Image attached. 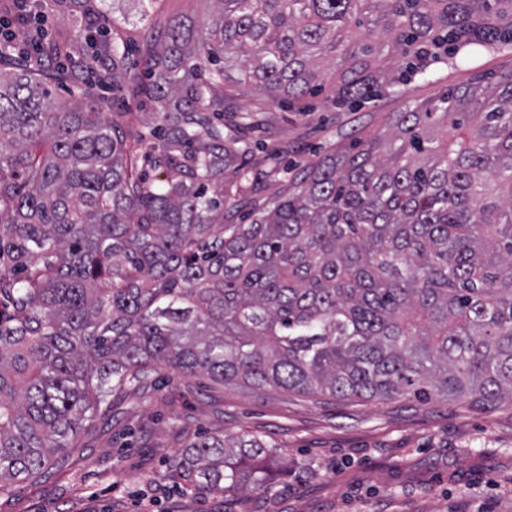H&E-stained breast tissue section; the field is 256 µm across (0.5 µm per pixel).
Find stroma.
<instances>
[{"label": "stroma", "mask_w": 512, "mask_h": 512, "mask_svg": "<svg viewBox=\"0 0 512 512\" xmlns=\"http://www.w3.org/2000/svg\"><path fill=\"white\" fill-rule=\"evenodd\" d=\"M92 19L116 40L142 45L172 17L211 15L214 0H92ZM512 69V54L458 62L438 84L415 82L356 113L320 98L308 111L266 103L269 145L306 166L320 149L374 128L438 85ZM111 426L81 437L66 467L0 494V512H512V406L477 411L459 402L328 400L269 389L239 391L198 374L115 397ZM248 434L274 444L288 475L270 490L224 501L199 497L167 476L174 432Z\"/></svg>", "instance_id": "35a3bbf8"}]
</instances>
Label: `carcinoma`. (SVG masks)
Returning <instances> with one entry per match:
<instances>
[{"label": "carcinoma", "instance_id": "carcinoma-1", "mask_svg": "<svg viewBox=\"0 0 512 512\" xmlns=\"http://www.w3.org/2000/svg\"><path fill=\"white\" fill-rule=\"evenodd\" d=\"M79 40L0 50V491L63 465L155 376L332 399L512 405V69L409 102L260 199L251 87L337 112L457 59L512 50V0H212L147 44L68 0ZM152 121L107 112L93 74ZM68 98L58 97V86ZM162 179L151 182L147 171ZM247 221L224 223L237 198ZM265 440L187 434L184 490L235 497L282 468Z\"/></svg>", "mask_w": 512, "mask_h": 512}]
</instances>
